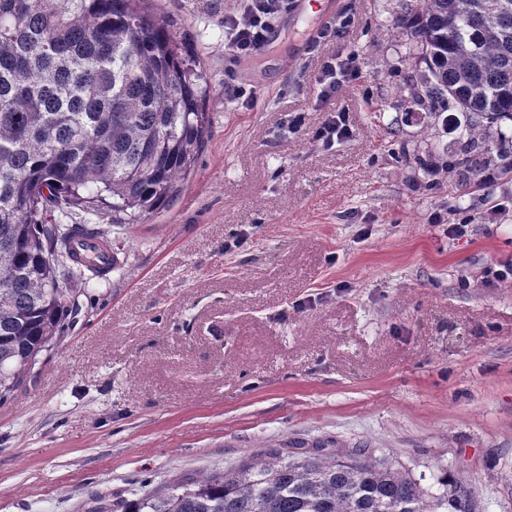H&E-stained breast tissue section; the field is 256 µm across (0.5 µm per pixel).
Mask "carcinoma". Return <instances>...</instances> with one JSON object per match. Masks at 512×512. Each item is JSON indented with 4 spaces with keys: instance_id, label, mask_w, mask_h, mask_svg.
I'll list each match as a JSON object with an SVG mask.
<instances>
[{
    "instance_id": "cac0c4a2",
    "label": "carcinoma",
    "mask_w": 512,
    "mask_h": 512,
    "mask_svg": "<svg viewBox=\"0 0 512 512\" xmlns=\"http://www.w3.org/2000/svg\"><path fill=\"white\" fill-rule=\"evenodd\" d=\"M148 0H0V400L21 388L64 333L73 300L60 269H92L45 224L57 209H112V223L179 192L212 126L207 83ZM400 34L423 65L408 88L435 117L453 110L468 171L492 139H512V0H398ZM270 443L198 479L175 478L90 512H436L432 495L370 448Z\"/></svg>"
}]
</instances>
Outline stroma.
Returning <instances> with one entry per match:
<instances>
[{
	"instance_id": "stroma-1",
	"label": "stroma",
	"mask_w": 512,
	"mask_h": 512,
	"mask_svg": "<svg viewBox=\"0 0 512 512\" xmlns=\"http://www.w3.org/2000/svg\"><path fill=\"white\" fill-rule=\"evenodd\" d=\"M238 4L153 3L213 106L177 196L132 224L46 216L100 225L119 265L70 274L80 315L0 402V512H88L287 440L366 446L431 493L467 485V512H512V283L472 280L512 258V174L444 171L453 134L402 101L420 67L395 0H295L255 62L224 49ZM331 55L353 74L324 102ZM229 69L246 91L232 105ZM338 108L351 135L327 147L315 132ZM436 213L471 233L448 239Z\"/></svg>"
}]
</instances>
